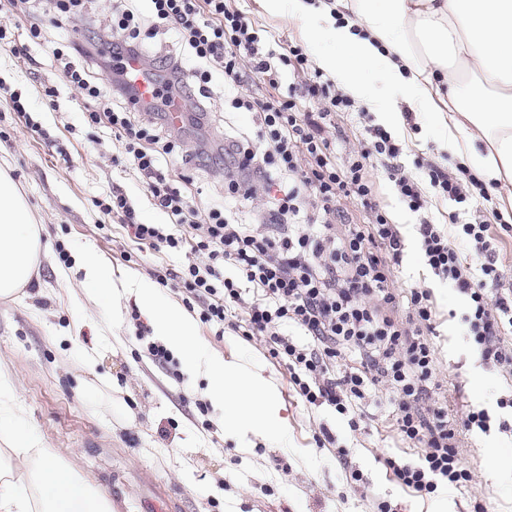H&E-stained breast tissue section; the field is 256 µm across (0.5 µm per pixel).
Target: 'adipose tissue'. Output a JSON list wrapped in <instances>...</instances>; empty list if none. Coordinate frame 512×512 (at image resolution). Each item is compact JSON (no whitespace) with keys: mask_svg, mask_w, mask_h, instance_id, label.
<instances>
[{"mask_svg":"<svg viewBox=\"0 0 512 512\" xmlns=\"http://www.w3.org/2000/svg\"><path fill=\"white\" fill-rule=\"evenodd\" d=\"M302 27L318 66L379 120L399 127L410 107L449 153L500 185L512 206V0H266ZM39 233L11 176L0 171V298L32 279ZM129 291L156 336L187 367L204 369L223 413L225 439L250 448L288 444L276 387L259 372L207 354L191 316L159 286L132 279ZM0 512H112L69 448L45 447L25 426L0 429Z\"/></svg>","mask_w":512,"mask_h":512,"instance_id":"obj_1","label":"adipose tissue"}]
</instances>
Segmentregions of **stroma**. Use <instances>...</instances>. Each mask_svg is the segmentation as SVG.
Here are the masks:
<instances>
[{
    "mask_svg": "<svg viewBox=\"0 0 512 512\" xmlns=\"http://www.w3.org/2000/svg\"><path fill=\"white\" fill-rule=\"evenodd\" d=\"M256 28L280 46L303 42L300 22L272 13L262 0L243 4ZM27 56L0 46V168L8 169L44 246L37 272L18 300L0 299V367L20 385V417L49 448H72L77 466L90 481L107 489L113 512H377L380 501L394 512H471L467 491L418 496L404 492L377 463V455L400 451L388 423L374 420L352 432L334 408L303 403L288 383L284 365L272 360L257 338L241 330L197 323L209 353L241 357L262 368L276 383L288 418V445H258L242 451L225 440L219 410L207 407L203 376L184 365L167 370L147 351L153 332L134 300L82 285L77 265L63 266L59 250L77 257L90 244L106 261L111 282L127 275L151 278L155 269L178 268L179 256L139 248L117 219L97 202L118 186L128 195L140 222L164 224L168 217L150 202L145 187L111 128L89 125L86 102L62 77L51 43L80 40L77 21L47 24L46 39H34L29 23L0 11ZM212 110L206 124L184 128L187 137L208 147L224 146V128L255 134L254 113L224 102V78L214 72ZM22 103L34 124L26 126L15 103ZM403 159L434 157L445 144L421 129L409 115L399 136ZM172 177L190 176L198 205L222 200L224 184L209 162L184 163L181 155L163 165ZM439 312L433 343L445 379L443 394L454 408L496 410L512 386L498 372L482 368L461 334V297L448 286L434 287ZM327 427L334 443L314 436ZM512 460V438L491 432L465 438L460 453L484 481L487 512H512V478L489 474L490 449ZM345 450L349 467L336 459ZM363 475L350 477L351 470Z\"/></svg>",
    "mask_w": 512,
    "mask_h": 512,
    "instance_id": "obj_1",
    "label": "stroma"
}]
</instances>
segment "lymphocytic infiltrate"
Wrapping results in <instances>:
<instances>
[{
    "instance_id": "obj_1",
    "label": "lymphocytic infiltrate",
    "mask_w": 512,
    "mask_h": 512,
    "mask_svg": "<svg viewBox=\"0 0 512 512\" xmlns=\"http://www.w3.org/2000/svg\"><path fill=\"white\" fill-rule=\"evenodd\" d=\"M46 2L55 19L83 17L86 0H6L8 9L30 19L32 38L42 36L36 15ZM115 0L112 22L91 41L53 48L62 75L84 100L96 102L91 123L110 127L122 140L154 206L169 218L143 224L120 187L101 200L106 213L128 225L144 248L186 257L179 271L154 270L161 285L182 288L187 305L203 323L220 325L241 310L244 336L260 339L269 356L286 366L296 395L312 406H332L352 431L376 415L390 417L400 442L417 448L408 460L394 453L379 462L404 490L427 495L439 486L478 492L480 476L463 466L462 440L476 434H512V394L497 412L471 407L451 410L430 340L437 328L433 290L422 282L399 289L408 243H415L433 279L453 288L464 302L463 334L483 368L512 376V277L497 244L512 239L501 212L485 216L468 202L488 199L481 178L466 167L417 157L413 168L400 159L402 143L371 125L355 110L299 44L278 54L255 29L237 0ZM172 32L196 61L185 68L180 55L166 57L167 76L155 84L151 102L139 100L125 65L145 45L142 25ZM81 64H73V57ZM110 70V84L99 79ZM221 70L230 88L253 85L233 105L256 112L263 150L247 136L224 135V199L198 207L184 187L161 170L165 156L188 154L173 140L165 117L175 102L210 112L209 83ZM294 80L279 94L283 72ZM382 170L399 200L414 216L411 234L390 218L372 177ZM258 223L240 224L236 206L254 205ZM457 203L447 225L434 222L432 198ZM356 202L359 217L346 201ZM188 233L176 232V225ZM352 363L337 366L344 353Z\"/></svg>"
}]
</instances>
